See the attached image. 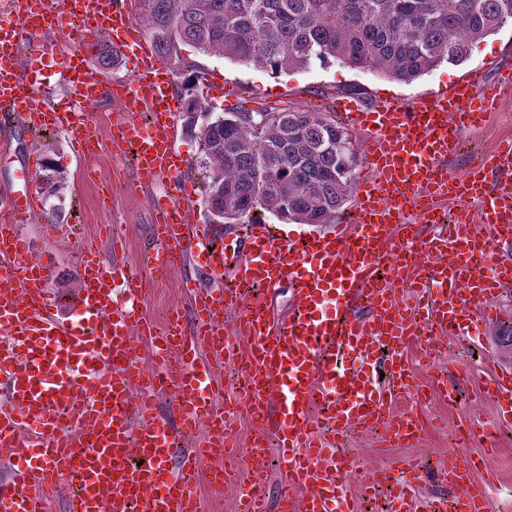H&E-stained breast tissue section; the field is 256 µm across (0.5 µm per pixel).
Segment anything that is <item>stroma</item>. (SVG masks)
Wrapping results in <instances>:
<instances>
[{
  "label": "stroma",
  "mask_w": 512,
  "mask_h": 512,
  "mask_svg": "<svg viewBox=\"0 0 512 512\" xmlns=\"http://www.w3.org/2000/svg\"><path fill=\"white\" fill-rule=\"evenodd\" d=\"M181 58L175 72L180 97L196 91V80L205 73L218 82L237 83V103L252 112L326 113L331 101L342 95L367 102L379 97L409 98L435 91L475 69L489 68L494 60H512V26H504L474 44L465 63L442 65L410 83L338 61L274 75L189 47L184 48ZM117 110V103L110 98L93 105V124L101 139V147L93 156L81 155L65 130L33 135L0 120V143L8 145L6 152H0V198L22 188L20 173L29 160L51 157L68 177L61 204L62 223L74 225L77 237L93 249L102 265L111 266L118 259L147 271L148 257L159 248L152 231L154 205L166 195L170 183L162 180L142 186L129 163L114 162L109 144ZM508 134L512 135V94L502 99L484 128L464 132L460 154L447 162L449 171L462 172L467 162ZM47 230L41 215L20 227L30 245L29 259L41 262L48 270L49 290L59 316L70 319L77 309L82 285L79 251L69 243L53 241ZM147 273L148 295L142 307L147 320L160 327L172 311L189 310L191 299L181 286L180 272ZM498 310L497 318L472 324L468 338H444L433 365L421 361L419 345L408 347L413 387L402 395L396 409L417 410L422 429L410 443L391 440L381 426L350 432L341 452V465L349 472L345 485L350 498L358 497L361 483L374 471L389 468L398 474L418 463L427 474L416 491L417 497L453 499L455 488L437 474L453 448L459 458L475 462L474 475L486 483L495 512H512V425L498 423L495 404L479 390V381L488 371L512 368V344L500 339L504 327L512 326V291L500 297ZM434 368L445 371L448 387L458 396L456 403L444 401L433 388L430 371Z\"/></svg>",
  "instance_id": "stroma-1"
}]
</instances>
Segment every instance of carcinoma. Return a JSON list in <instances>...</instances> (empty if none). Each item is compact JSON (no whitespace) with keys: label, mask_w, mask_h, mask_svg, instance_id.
<instances>
[{"label":"carcinoma","mask_w":512,"mask_h":512,"mask_svg":"<svg viewBox=\"0 0 512 512\" xmlns=\"http://www.w3.org/2000/svg\"><path fill=\"white\" fill-rule=\"evenodd\" d=\"M139 18L159 55L181 47L273 74L340 60L410 82L512 24V0H141ZM93 66L117 63L96 45ZM200 141L205 203L218 224L265 209L299 224H332L359 163L348 131L321 112L214 114L195 95L183 102ZM45 199L62 198L67 176L51 158L36 173Z\"/></svg>","instance_id":"1"}]
</instances>
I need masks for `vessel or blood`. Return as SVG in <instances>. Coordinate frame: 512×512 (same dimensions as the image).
Wrapping results in <instances>:
<instances>
[{"instance_id": "obj_1", "label": "vessel or blood", "mask_w": 512, "mask_h": 512, "mask_svg": "<svg viewBox=\"0 0 512 512\" xmlns=\"http://www.w3.org/2000/svg\"><path fill=\"white\" fill-rule=\"evenodd\" d=\"M136 6V0H7L13 19L0 24V112L27 128H65L82 146L97 143L84 114L55 111L40 91L38 74L57 57L76 102L119 100L113 156L132 148L140 183L171 181L155 205L161 249L152 268L186 270L203 241L184 178L187 162L175 148L181 109L175 79L146 46L130 83L104 85L87 60L95 33H107L116 49L136 40ZM24 34L35 42L22 59ZM495 70V81L478 70L406 103L336 97L335 111L366 136L353 223L296 237L257 223L246 241L212 250L206 265L216 278L223 277L230 252L240 253L233 275L254 288L253 297L244 304L232 289L198 290L187 274L182 286L194 296L193 325L176 315L161 330L143 328V355L131 335L145 300L143 276L84 259L79 318H57L44 268L28 261L19 232L38 210L39 197L27 188L12 192L0 208V366L8 369L0 403V464L8 468L0 481V512H49L62 495L69 512H198L200 481L222 493L232 415L214 402L222 387L215 368L224 354L214 335L225 310L237 305L239 334L247 341L239 390L255 419L271 408L279 416L281 512H356L336 460L338 445L317 438V430L341 435L381 425L399 440L415 437L418 414L394 412L408 387L403 347L429 337L422 349L429 356L435 339L467 336L468 322L496 317L497 298L512 286V261L496 255L498 246L512 242V138L462 173L445 166L463 133L480 127L512 91V64ZM444 200L459 204L456 220L445 234L420 241L417 225L446 224ZM472 201L479 205L474 213ZM421 243L436 258L424 278L415 265ZM392 253L398 256L396 288L377 275L378 261ZM284 283L292 289V305L278 319L264 291ZM119 285L133 302L124 311L113 306ZM357 300L369 311L360 320L350 313ZM383 346L387 359L374 362ZM146 355L155 373L143 370ZM161 388L175 394L182 432L207 426L203 441L187 453L177 454L157 412ZM481 390L498 404L502 422L511 424L512 371L494 372ZM439 473L458 495L451 504L431 501L427 512H491L470 463L452 453ZM423 478L416 467L401 479L381 470L363 484L361 496L372 498L389 484L395 488L389 512H418L411 490ZM245 482L237 512H265L264 472H249Z\"/></svg>"}]
</instances>
